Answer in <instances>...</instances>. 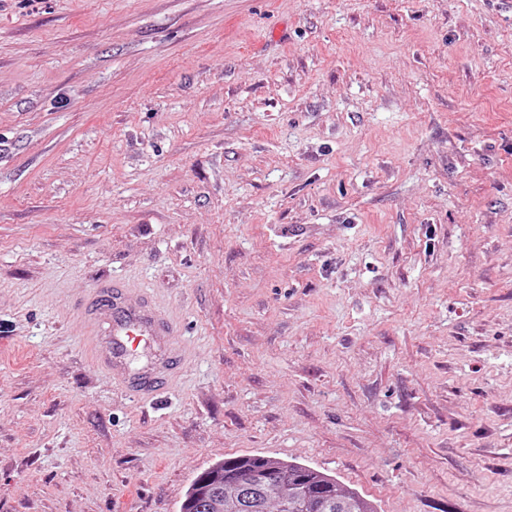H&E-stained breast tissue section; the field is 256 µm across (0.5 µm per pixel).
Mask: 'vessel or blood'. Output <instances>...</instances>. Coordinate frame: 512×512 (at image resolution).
Wrapping results in <instances>:
<instances>
[{"label": "vessel or blood", "mask_w": 512, "mask_h": 512, "mask_svg": "<svg viewBox=\"0 0 512 512\" xmlns=\"http://www.w3.org/2000/svg\"><path fill=\"white\" fill-rule=\"evenodd\" d=\"M84 317L96 333L106 335L109 343V367L125 365L140 337L148 336L153 341L169 342L174 331L164 314L148 300L128 297L119 283L106 284L98 290L93 304ZM173 369L171 359L149 369L128 373L124 378L127 387L138 391H149L164 385Z\"/></svg>", "instance_id": "b4317fda"}]
</instances>
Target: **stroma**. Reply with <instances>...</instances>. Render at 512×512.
<instances>
[{
	"mask_svg": "<svg viewBox=\"0 0 512 512\" xmlns=\"http://www.w3.org/2000/svg\"><path fill=\"white\" fill-rule=\"evenodd\" d=\"M112 280L158 396L79 322ZM243 454L512 512V0H0V512ZM173 361L170 357L164 359L161 363L149 369L128 372L124 377V383L127 387L137 391H149L164 385L170 372L173 370Z\"/></svg>",
	"mask_w": 512,
	"mask_h": 512,
	"instance_id": "1",
	"label": "stroma"
}]
</instances>
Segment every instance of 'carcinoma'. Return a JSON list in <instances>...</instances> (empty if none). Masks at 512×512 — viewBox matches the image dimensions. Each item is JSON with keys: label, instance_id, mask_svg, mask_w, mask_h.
Segmentation results:
<instances>
[{"label": "carcinoma", "instance_id": "carcinoma-1", "mask_svg": "<svg viewBox=\"0 0 512 512\" xmlns=\"http://www.w3.org/2000/svg\"><path fill=\"white\" fill-rule=\"evenodd\" d=\"M282 474L288 491L249 482L224 491V512H378L358 491L340 488L335 478L304 464L268 458Z\"/></svg>", "mask_w": 512, "mask_h": 512}]
</instances>
